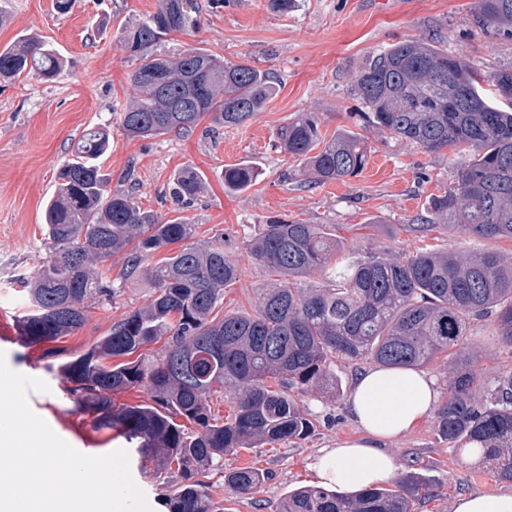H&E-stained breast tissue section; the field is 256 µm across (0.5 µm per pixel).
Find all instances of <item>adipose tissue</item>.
Listing matches in <instances>:
<instances>
[{
    "label": "adipose tissue",
    "instance_id": "1",
    "mask_svg": "<svg viewBox=\"0 0 512 512\" xmlns=\"http://www.w3.org/2000/svg\"><path fill=\"white\" fill-rule=\"evenodd\" d=\"M434 378L415 369L371 367L354 380L349 411L359 438L323 449L311 464L322 485L348 493L393 479L395 459L381 444L402 436L429 416L439 401Z\"/></svg>",
    "mask_w": 512,
    "mask_h": 512
}]
</instances>
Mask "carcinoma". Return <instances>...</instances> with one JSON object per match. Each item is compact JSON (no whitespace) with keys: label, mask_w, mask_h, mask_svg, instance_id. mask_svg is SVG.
<instances>
[{"label":"carcinoma","mask_w":512,"mask_h":512,"mask_svg":"<svg viewBox=\"0 0 512 512\" xmlns=\"http://www.w3.org/2000/svg\"><path fill=\"white\" fill-rule=\"evenodd\" d=\"M200 9L198 0H159L155 13L119 26L120 46L138 61L133 95L120 117L127 137L184 134L206 118L239 126L276 95L277 77L269 70L226 62L202 48L177 56L152 51L163 36L185 31ZM473 20L511 39L512 0H476ZM61 64L57 49L35 33L0 48V80L49 81ZM355 89L368 123L384 134L429 154L460 150L455 181L429 199L410 231L448 229L512 241V68L486 78L435 40H403L372 57ZM276 139L315 185L355 177L367 163L360 134L343 130L328 140L313 112L287 119ZM110 149L107 130L89 128L60 167L44 210L48 257L22 282L27 311L17 327L29 345L80 329L89 306L104 293L114 295L104 267L114 258L122 261L120 283L147 278L152 293L144 306L51 371L72 385L76 403L100 426L138 441L137 452L154 474L176 469L181 482L168 494V512H223L206 478L225 455L306 438L313 424L294 394L342 399L338 359L418 368L441 353L452 355L457 376L448 403L435 414L437 432L456 451L478 450L498 480L512 482V371L479 384L466 370L470 318H494L501 341L512 346V261L496 252L426 248L407 255L387 248L346 262L338 258L343 245L333 225L272 221L252 238L249 252L281 280L259 289L253 314L220 319L214 311L224 288L240 276L224 254V238L198 246L191 242L196 225L187 219L165 221L133 206L99 164ZM258 176L249 161L229 166L224 190L242 191ZM203 187V176L185 169L172 195L189 204ZM174 244L180 245L176 253L149 263ZM315 273L320 282L303 283ZM163 337L161 354L141 352ZM134 353L135 360L109 363ZM218 387L234 401L223 422L211 413ZM135 388L150 401L114 406L112 395ZM267 479L254 467L224 471V487L239 495L253 494ZM440 489L410 465L393 489L349 496L299 487L280 512H414Z\"/></svg>","instance_id":"obj_1"}]
</instances>
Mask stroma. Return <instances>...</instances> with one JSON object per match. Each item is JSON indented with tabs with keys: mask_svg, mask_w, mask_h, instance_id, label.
Segmentation results:
<instances>
[{
	"mask_svg": "<svg viewBox=\"0 0 512 512\" xmlns=\"http://www.w3.org/2000/svg\"><path fill=\"white\" fill-rule=\"evenodd\" d=\"M200 2L197 24L163 39L158 52L177 55L203 48L227 61L273 71L277 94L263 112L237 127L217 128L205 120L186 135L130 139L119 114L133 93L136 63L121 49L117 27L155 12L158 0H76L66 15L55 12L53 0H0V13L7 17L0 25V47L36 32L65 60L52 81L0 82V352L11 370L49 385V392H29L30 408L86 455L118 448L132 454L136 448L116 431L96 426L50 366L85 352L113 322L146 304L147 283H129L101 297L82 328L52 342L26 345L16 325L25 310L20 281L46 255L44 204L55 190L58 168L71 158L86 128L109 130L112 149L103 159V171L113 185L131 192L136 206L166 219H189L197 226L196 242L223 236L225 254L241 270L239 280L224 290L223 314L252 310L259 289L276 283V274L257 265L248 250L261 225L276 219L335 225L345 256L354 259L387 247L401 253L426 246L512 257L508 240L440 230L421 238L409 231L431 195L453 183L457 154L443 150L430 155L367 125L365 106L354 89L369 56L410 38L440 41L449 54L464 56L486 75L512 66V39L494 38L475 26L474 0H388L384 5L379 0H297L285 14L274 12L268 0H225L218 8L210 0ZM300 112L317 113L326 136L348 129L365 137L368 160L357 177L321 186L303 183L299 160L275 139L277 127ZM242 161L253 162L259 178L241 192L225 191V167ZM187 167L204 175L205 187L183 206L172 196V182ZM468 337L470 369L478 380L512 370V348L500 342L490 319L472 321ZM302 405L314 424L307 438L224 458L228 469L266 471L269 479L259 492H230L221 475H211V496L224 512H279L288 492L317 484L311 463L321 449L360 437L347 400L313 394ZM385 450L398 470L412 462L441 482V496L418 504L417 512H452L462 494H512V482L497 480L475 457L449 448L434 418Z\"/></svg>",
	"mask_w": 512,
	"mask_h": 512,
	"instance_id": "obj_1",
	"label": "stroma"
}]
</instances>
